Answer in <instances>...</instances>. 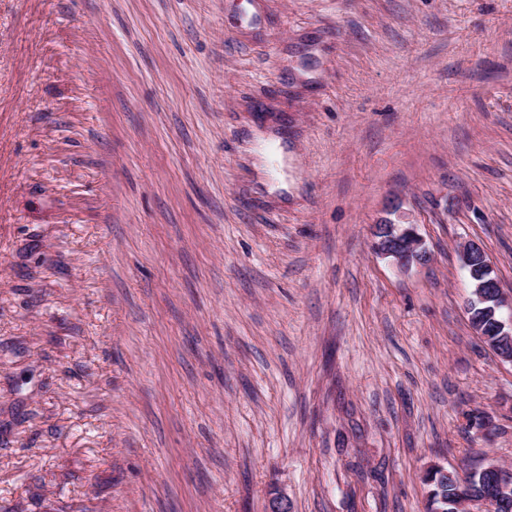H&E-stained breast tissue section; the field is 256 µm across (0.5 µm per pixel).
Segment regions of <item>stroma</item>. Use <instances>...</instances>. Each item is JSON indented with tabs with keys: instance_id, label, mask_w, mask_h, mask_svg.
<instances>
[{
	"instance_id": "obj_1",
	"label": "stroma",
	"mask_w": 512,
	"mask_h": 512,
	"mask_svg": "<svg viewBox=\"0 0 512 512\" xmlns=\"http://www.w3.org/2000/svg\"><path fill=\"white\" fill-rule=\"evenodd\" d=\"M463 241L512 292V0H0V512L512 467ZM375 248L381 256L390 258L399 268H407L414 263H424L428 252L423 240L409 223L385 221L375 224Z\"/></svg>"
}]
</instances>
